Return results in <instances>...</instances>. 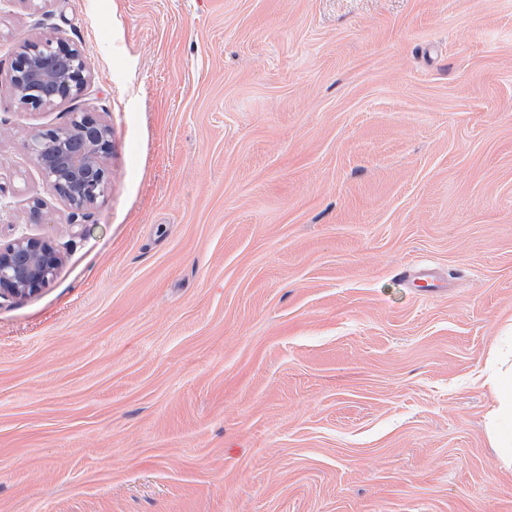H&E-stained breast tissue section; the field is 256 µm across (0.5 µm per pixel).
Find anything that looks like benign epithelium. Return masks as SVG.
<instances>
[{"mask_svg":"<svg viewBox=\"0 0 512 512\" xmlns=\"http://www.w3.org/2000/svg\"><path fill=\"white\" fill-rule=\"evenodd\" d=\"M9 84L20 102L52 107L81 94L88 83L84 53L60 37L26 42L12 68ZM112 128L83 112L69 122L31 134L29 159L50 188L67 204L73 221L105 196L111 181L107 156ZM60 254L42 238L22 233L0 244V296L22 297L37 291L52 278Z\"/></svg>","mask_w":512,"mask_h":512,"instance_id":"benign-epithelium-1","label":"benign epithelium"}]
</instances>
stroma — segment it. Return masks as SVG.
I'll list each match as a JSON object with an SVG mask.
<instances>
[{
	"mask_svg": "<svg viewBox=\"0 0 512 512\" xmlns=\"http://www.w3.org/2000/svg\"><path fill=\"white\" fill-rule=\"evenodd\" d=\"M50 35L88 85L21 104ZM75 112L78 229L27 156ZM0 157L62 255L0 297V512H512V0H0ZM8 81L20 102L52 107L84 91L86 58L60 37L39 38L23 44ZM45 141L53 147L46 151ZM112 145V128L83 112L72 113L69 122L31 134L29 159L37 166L50 188L71 210L72 225L105 196L111 181L107 156ZM486 384L495 400L490 438L500 448V461L512 467V365L493 371Z\"/></svg>",
	"mask_w": 512,
	"mask_h": 512,
	"instance_id": "stroma-1",
	"label": "stroma"
}]
</instances>
